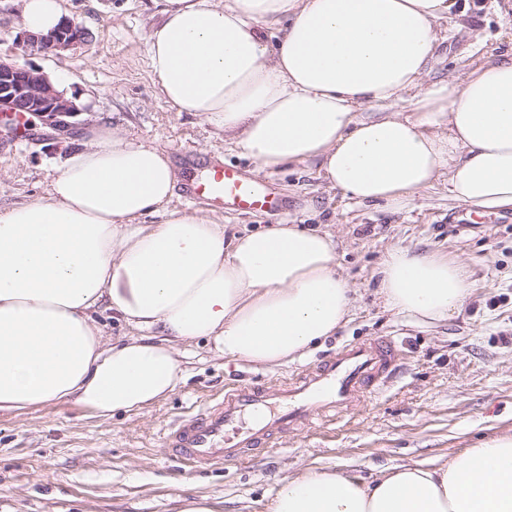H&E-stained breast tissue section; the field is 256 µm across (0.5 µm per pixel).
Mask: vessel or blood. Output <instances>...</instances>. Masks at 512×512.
<instances>
[{
    "label": "vessel or blood",
    "mask_w": 512,
    "mask_h": 512,
    "mask_svg": "<svg viewBox=\"0 0 512 512\" xmlns=\"http://www.w3.org/2000/svg\"><path fill=\"white\" fill-rule=\"evenodd\" d=\"M187 196L227 211L277 216L284 210L275 182L219 161L191 181ZM399 359L393 341L362 342L282 380L276 393L251 382L226 388L221 398L175 423L163 446L193 469L242 460L274 434L310 428L364 406L391 381Z\"/></svg>",
    "instance_id": "vessel-or-blood-1"
}]
</instances>
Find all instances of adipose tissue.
<instances>
[{
    "instance_id": "obj_1",
    "label": "adipose tissue",
    "mask_w": 512,
    "mask_h": 512,
    "mask_svg": "<svg viewBox=\"0 0 512 512\" xmlns=\"http://www.w3.org/2000/svg\"><path fill=\"white\" fill-rule=\"evenodd\" d=\"M39 35L60 0H22ZM148 57L162 94L223 132L259 169L302 162L360 204L406 209L442 182L512 208V54L430 81L457 0H162ZM162 149L83 130L45 194L0 209V412L71 403L137 413L184 379L178 347L272 367L335 334L350 312L332 236L296 224L226 235L174 206ZM388 309L447 320L469 295L460 261L405 248L379 270ZM130 328L112 339L97 317ZM265 512H512V434L442 466L367 479L311 470Z\"/></svg>"
}]
</instances>
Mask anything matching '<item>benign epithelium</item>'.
<instances>
[{"instance_id": "1", "label": "benign epithelium", "mask_w": 512, "mask_h": 512, "mask_svg": "<svg viewBox=\"0 0 512 512\" xmlns=\"http://www.w3.org/2000/svg\"><path fill=\"white\" fill-rule=\"evenodd\" d=\"M85 38V27L74 17H67L56 29L41 36L24 33L17 38L28 56L50 55L67 50ZM80 109L31 64L21 65L0 57V140H13L10 121L17 115L29 116L27 126L38 121L59 138H66L74 127Z\"/></svg>"}]
</instances>
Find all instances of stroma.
<instances>
[{
  "label": "stroma",
  "instance_id": "35a3bbf8",
  "mask_svg": "<svg viewBox=\"0 0 512 512\" xmlns=\"http://www.w3.org/2000/svg\"><path fill=\"white\" fill-rule=\"evenodd\" d=\"M448 21L431 80L466 63L512 51V17L492 0H462ZM88 37L79 47L30 62L58 76L57 87L81 108L79 126L106 124L167 152L179 178L213 158L261 178L254 163L220 133L162 97L149 66L148 36L161 20L160 0H62ZM65 142L41 130L38 139L0 144V208L44 194L60 173ZM285 211L277 218L230 214L176 192L177 205L209 211L229 231L270 222L300 224L334 235L339 271L352 290L350 319L305 356L274 369L217 358L206 342L182 347L185 379L169 396L137 414L104 419L63 403L35 412H0V512H180L203 496L217 512H264L280 479L310 469L356 472L421 462L440 466L481 441L512 434V209L478 213L453 202L440 185L392 211L351 203L303 164L273 171ZM460 259L473 288L448 320L424 325L385 310L379 265L393 248ZM392 339L403 364L393 382L342 421L288 435L250 459L191 473L162 449L180 416L226 385L250 380L267 388L346 344Z\"/></svg>",
  "mask_w": 512,
  "mask_h": 512
}]
</instances>
